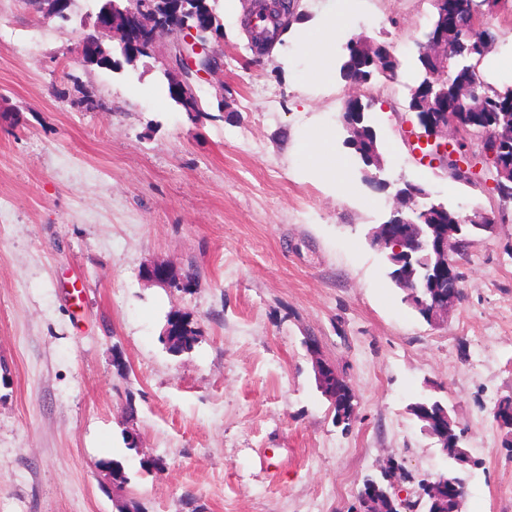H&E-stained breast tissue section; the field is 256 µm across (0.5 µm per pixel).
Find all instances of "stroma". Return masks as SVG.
Listing matches in <instances>:
<instances>
[{"instance_id": "35a3bbf8", "label": "stroma", "mask_w": 512, "mask_h": 512, "mask_svg": "<svg viewBox=\"0 0 512 512\" xmlns=\"http://www.w3.org/2000/svg\"><path fill=\"white\" fill-rule=\"evenodd\" d=\"M209 5L224 68L199 80L196 116L169 98L160 55L118 70L81 62L101 0H74L65 22L0 0V512H115L100 466L112 459L143 512H347L388 459L409 493L447 471L408 412L424 394L448 404L481 461L466 470V512H512V449L494 419L512 396V205L411 154L431 0H351L332 45L338 60L364 35L399 62L365 91L378 185L344 143L351 86L321 78L293 36L253 56L246 0ZM88 89L103 110L82 106ZM309 130L330 136L344 191L296 150ZM408 182L497 218L471 236L463 298L438 325L405 302L367 239ZM154 264L199 281L153 285L142 271ZM171 314L198 332L191 351L161 343ZM319 359L354 391L350 428L317 388ZM145 456L163 457L164 472L144 473Z\"/></svg>"}]
</instances>
